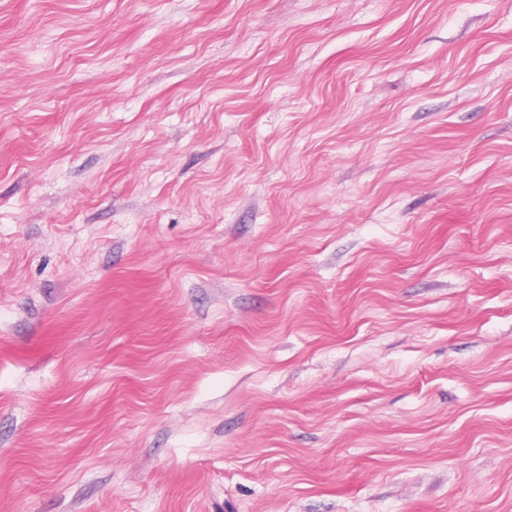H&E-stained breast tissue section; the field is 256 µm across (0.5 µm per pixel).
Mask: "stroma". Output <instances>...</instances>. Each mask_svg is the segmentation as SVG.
<instances>
[{
	"instance_id": "stroma-1",
	"label": "stroma",
	"mask_w": 512,
	"mask_h": 512,
	"mask_svg": "<svg viewBox=\"0 0 512 512\" xmlns=\"http://www.w3.org/2000/svg\"><path fill=\"white\" fill-rule=\"evenodd\" d=\"M0 512H512V0H0Z\"/></svg>"
}]
</instances>
